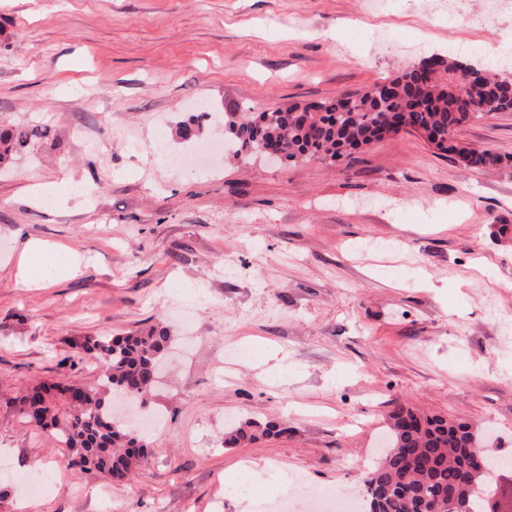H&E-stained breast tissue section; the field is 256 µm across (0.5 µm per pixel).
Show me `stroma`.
Here are the masks:
<instances>
[{
	"label": "stroma",
	"instance_id": "1",
	"mask_svg": "<svg viewBox=\"0 0 512 512\" xmlns=\"http://www.w3.org/2000/svg\"><path fill=\"white\" fill-rule=\"evenodd\" d=\"M448 0H0V128L45 137L0 167V512H255L361 487L405 403L512 451V164L463 166L398 133L335 161L231 152L229 112L364 90L449 43L512 47V10L438 22ZM213 114L191 139L197 104ZM457 141L512 156V114ZM66 181L65 196L30 187ZM387 243L355 252L358 243ZM57 278L18 274L30 244ZM189 339L151 393L147 462L112 482L19 415L42 382L97 384L73 344L156 323ZM244 346L245 360L226 358ZM288 431L238 448L230 421ZM235 479L250 492L228 494Z\"/></svg>",
	"mask_w": 512,
	"mask_h": 512
}]
</instances>
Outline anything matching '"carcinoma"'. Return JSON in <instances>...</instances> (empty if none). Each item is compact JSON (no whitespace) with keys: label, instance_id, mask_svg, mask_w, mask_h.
Segmentation results:
<instances>
[{"label":"carcinoma","instance_id":"1","mask_svg":"<svg viewBox=\"0 0 512 512\" xmlns=\"http://www.w3.org/2000/svg\"><path fill=\"white\" fill-rule=\"evenodd\" d=\"M431 62V72L420 68ZM457 72L473 76L466 89L454 86ZM392 85L386 94L380 87ZM494 104L497 113H512V79L482 60L433 54L405 69L373 81L366 90L335 99L291 105L264 112H231L224 133L240 151L263 152L279 146L289 161L334 160L382 139L402 123L441 152L467 167L483 170L508 162L488 149L453 140L456 132L482 119L474 99ZM39 128L0 130V164L45 136ZM174 337L166 326L133 330L118 336H93L77 346L74 358L102 368L95 387L78 383H41L18 398L21 417L39 427L47 439L71 451L73 468H94L115 482L131 476L147 454L149 442L126 426L114 403H147ZM386 451L367 474V512H427L448 501L459 512H512L493 500L490 482L503 462L480 452L478 429L464 420L425 415L399 404L390 411ZM287 432L280 422L241 421L224 432V447Z\"/></svg>","mask_w":512,"mask_h":512}]
</instances>
